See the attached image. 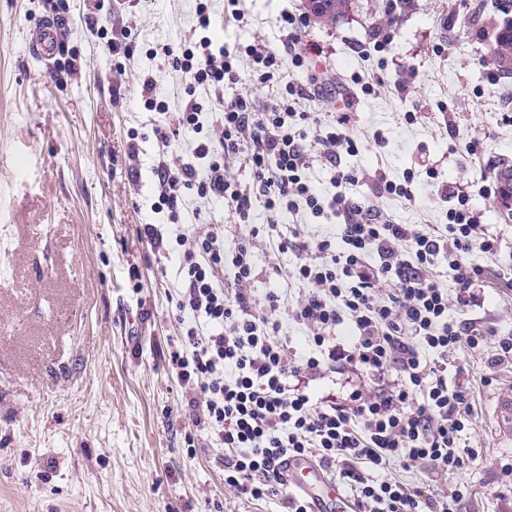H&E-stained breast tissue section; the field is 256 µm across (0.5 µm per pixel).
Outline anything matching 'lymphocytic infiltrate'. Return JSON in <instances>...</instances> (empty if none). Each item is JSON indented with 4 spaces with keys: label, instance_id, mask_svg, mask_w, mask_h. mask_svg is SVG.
<instances>
[{
    "label": "lymphocytic infiltrate",
    "instance_id": "f902f5d3",
    "mask_svg": "<svg viewBox=\"0 0 512 512\" xmlns=\"http://www.w3.org/2000/svg\"><path fill=\"white\" fill-rule=\"evenodd\" d=\"M196 12L202 35L194 48L172 55V66L190 86L213 89L217 111L210 117L196 104L180 113L178 126L199 136L194 159L162 160L154 168L168 224L182 221L179 204L190 191L224 200L242 224L259 206L274 215L302 209L342 221L336 242L267 226L273 249L297 254L293 276L308 287L291 309L313 333L309 352L297 360L271 318L280 309L279 294L266 295L268 316L253 312L248 241L225 249L220 224L173 239L168 224L138 230L152 248L178 258L183 287L176 309L192 323L171 343L169 363L194 426L224 450L219 462L225 487L254 500L282 499L286 512H309L303 497L283 492L286 458L308 456L347 479L359 512H454L460 490L426 494L399 480H371L365 471L396 463L408 472L428 469L437 478L467 464L460 436L472 406L460 379L464 369L452 361L460 348L487 344L488 334L471 323L449 322L448 310L468 306L485 281L483 266L464 261L479 229L475 215L449 208L441 234L394 223L349 194L358 174L335 161L358 150L349 134L351 114L296 111L295 102L310 97L308 86L285 81L282 73L284 61L301 68L310 55L324 53L303 42V17L283 15L288 34L282 49L259 43L245 49L258 66L254 86L279 89L276 102L260 110L253 94L225 98V86L238 81L237 55L208 36L204 0ZM314 145L335 165L333 194H320L310 179ZM230 158L250 170L253 186L225 176ZM443 253L455 272L452 294L431 274ZM228 266L229 281L223 278ZM346 320L356 329L352 345L327 343L326 331ZM348 368L371 381L372 389L312 402L310 381Z\"/></svg>",
    "mask_w": 512,
    "mask_h": 512
}]
</instances>
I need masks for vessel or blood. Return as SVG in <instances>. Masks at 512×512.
I'll use <instances>...</instances> for the list:
<instances>
[{
  "label": "vessel or blood",
  "instance_id": "1",
  "mask_svg": "<svg viewBox=\"0 0 512 512\" xmlns=\"http://www.w3.org/2000/svg\"><path fill=\"white\" fill-rule=\"evenodd\" d=\"M58 26L45 21L35 27L28 42L31 55L42 61H50L57 51ZM286 478L301 495L306 497L311 512H357L354 499L342 492L334 479L314 460L290 459Z\"/></svg>",
  "mask_w": 512,
  "mask_h": 512
}]
</instances>
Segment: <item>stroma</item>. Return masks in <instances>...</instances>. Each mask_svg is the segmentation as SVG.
<instances>
[{
  "label": "stroma",
  "mask_w": 512,
  "mask_h": 512,
  "mask_svg": "<svg viewBox=\"0 0 512 512\" xmlns=\"http://www.w3.org/2000/svg\"><path fill=\"white\" fill-rule=\"evenodd\" d=\"M483 0H410L384 19L388 0H353L333 27L307 20L304 41L323 47L316 73L327 94L301 101L305 112H334L336 90L351 94L359 151L342 155L357 170L350 194L399 224L443 228L465 197L480 224L500 238L494 256L472 248L466 262L487 267L477 301L448 318L492 337L512 336V219L494 205L493 166L512 159V78L487 65L475 34ZM195 0H0V512H280L278 500H252L224 486L220 448L197 435L168 364L182 331L181 286L173 261L141 241L142 224H167L153 210L159 157L192 160L198 137L168 146L154 129L175 123L189 100L204 109L214 94L189 90L165 48L192 46L200 29ZM214 44L277 48L282 16L306 13V0H208ZM61 22L63 53L45 65L27 33L43 18ZM128 32V55L105 36ZM152 73L159 115L139 77ZM414 113L407 121L406 113ZM141 152L127 153L129 134ZM382 134L384 147L374 143ZM414 172L413 199L379 194L380 179ZM192 222L224 227V245L251 238L256 302L287 289L294 253L251 237L222 201L186 194ZM492 348L459 350L474 413L462 443L467 468L444 476L461 488L457 512H512V435L498 407L512 396V360L489 366ZM194 444H187V437Z\"/></svg>",
  "instance_id": "1"
}]
</instances>
